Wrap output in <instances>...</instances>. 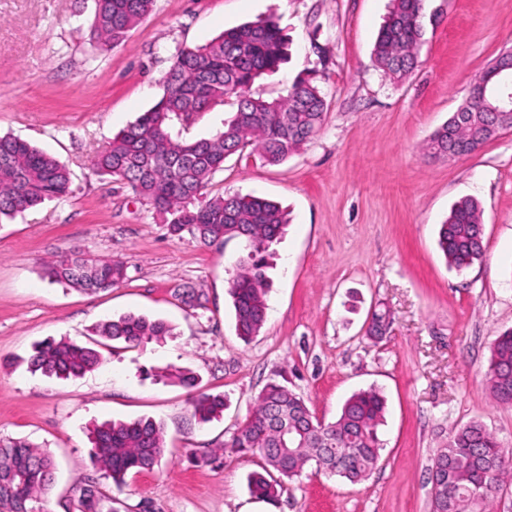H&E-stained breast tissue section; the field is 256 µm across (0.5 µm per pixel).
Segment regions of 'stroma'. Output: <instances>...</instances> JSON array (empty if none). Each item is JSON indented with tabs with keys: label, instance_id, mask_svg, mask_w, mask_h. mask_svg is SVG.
Instances as JSON below:
<instances>
[{
	"label": "stroma",
	"instance_id": "stroma-1",
	"mask_svg": "<svg viewBox=\"0 0 512 512\" xmlns=\"http://www.w3.org/2000/svg\"><path fill=\"white\" fill-rule=\"evenodd\" d=\"M390 0H155L152 13L111 50L92 35L94 0H0V134L28 140L72 173L70 194L0 222V438H25L54 458L44 512H73L69 491L94 474L91 422L150 418L166 454L123 486L101 480L114 512H430L429 468L447 435L482 422L512 448V406L494 404L486 373L495 338L512 328V128L474 154H431L433 132L457 112L479 75L512 49V0H427L418 64L401 82L373 62ZM274 17L291 40L279 70L254 96L285 95L313 78L329 109L317 135L282 164L229 157L208 196L256 195L289 214L275 244L270 310L250 340L236 333L228 280L241 240L205 246L170 235L131 187L91 168L112 136L162 95L176 49ZM232 102L189 121L183 138L223 130ZM480 203L485 254L450 269L437 232L451 205ZM75 252L118 260L126 277L85 293L54 284L46 263ZM201 295L192 308L183 286ZM389 333L365 335L372 310ZM161 319L171 336L104 349L102 364L59 380L28 371L33 343H85L103 320ZM191 370L224 395L223 416L201 425L188 390L158 377ZM335 420L354 392L387 401L377 468L352 484L314 469L288 482L278 505L247 486L260 455L225 443L272 378Z\"/></svg>",
	"mask_w": 512,
	"mask_h": 512
}]
</instances>
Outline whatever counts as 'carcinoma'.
I'll list each match as a JSON object with an SVG mask.
<instances>
[{
  "instance_id": "carcinoma-1",
  "label": "carcinoma",
  "mask_w": 512,
  "mask_h": 512,
  "mask_svg": "<svg viewBox=\"0 0 512 512\" xmlns=\"http://www.w3.org/2000/svg\"><path fill=\"white\" fill-rule=\"evenodd\" d=\"M93 31L107 51L121 44L129 31L153 9L154 0H95ZM424 0H392L373 50L375 66L399 81L418 63L425 35ZM288 40L277 23L261 19L224 31L211 42L180 47L164 78L162 96L112 137L92 160L93 168L127 183L145 199L174 236L188 232L204 245L231 239L245 242L246 255L235 262L228 281L237 335L248 340L267 319L269 249L288 224L275 203L251 195L209 198L205 190L223 170L227 158L251 146L268 165H279L321 129L328 104L309 78L298 79L287 94L268 101L250 94L254 79L273 72L287 56ZM235 99L236 112L224 129L210 138L188 141L171 132V122L197 115ZM468 142L471 130L443 124L428 142L430 150L448 152V133ZM71 173L51 155L12 135H0V219H13L44 201L70 191ZM438 246L448 265L463 270L482 259L484 225L478 202L463 198L452 205L440 225ZM55 282L84 292L111 288L122 281V263L80 254L62 256L48 265ZM390 316L372 312L366 331L371 339L385 336ZM95 335L124 347H137L171 335L162 320L128 314L100 323ZM101 353L68 340L34 345L26 360L32 373L68 379L101 365ZM165 376L186 387L199 381L178 367ZM489 397L512 405V329L497 337L487 373ZM191 406L198 423L224 413V396L197 391ZM385 398L370 387L353 393L333 422L317 419L305 399L282 382H268L245 421L224 447L259 454L268 469L249 478L250 493L275 502L284 483L313 466L351 483L367 478L378 466L383 449L379 427L385 419ZM93 464L116 487L131 471L150 470L165 455L161 424L151 419L106 421L89 428ZM52 456L25 439H0V512H43V495L53 480ZM442 496L431 512H493L497 494L512 483V450L501 446L487 427L472 421L459 426L436 450L430 482ZM76 512H112V499L88 476L72 488Z\"/></svg>"
}]
</instances>
